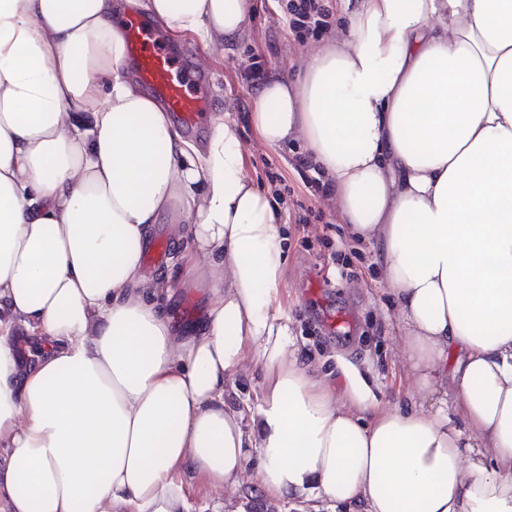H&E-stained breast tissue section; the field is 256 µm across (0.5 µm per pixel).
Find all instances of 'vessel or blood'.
<instances>
[{
  "mask_svg": "<svg viewBox=\"0 0 512 512\" xmlns=\"http://www.w3.org/2000/svg\"><path fill=\"white\" fill-rule=\"evenodd\" d=\"M124 37L137 79L161 105L188 129L198 128L212 112L201 68L185 66L155 25L147 18L130 16Z\"/></svg>",
  "mask_w": 512,
  "mask_h": 512,
  "instance_id": "vessel-or-blood-1",
  "label": "vessel or blood"
}]
</instances>
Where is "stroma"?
<instances>
[{
	"label": "stroma",
	"instance_id": "obj_1",
	"mask_svg": "<svg viewBox=\"0 0 512 512\" xmlns=\"http://www.w3.org/2000/svg\"><path fill=\"white\" fill-rule=\"evenodd\" d=\"M287 0H253L244 31L223 46L205 47L191 37L169 35L175 50H188L206 66L212 81L208 94L215 107L237 122L247 159L246 171L282 210L288 237L281 308L292 323L301 359L321 365L340 378V364L371 368L382 402H395L412 389L395 350L399 341L392 320L393 304L376 283L375 250L353 240L328 198L315 195L306 181L312 169L299 166L302 142L269 148L257 138L249 121L260 85L245 73L259 63L281 78L299 71L303 44L285 21ZM279 181H269V174ZM308 208L306 224H296L299 208ZM342 254L353 273L342 277L327 270L329 252ZM164 303L180 329L191 328L205 315L206 297L198 288L174 289ZM256 462H249L242 487L217 489L197 474L182 475L188 512H312L306 501L273 502L255 485Z\"/></svg>",
	"mask_w": 512,
	"mask_h": 512
}]
</instances>
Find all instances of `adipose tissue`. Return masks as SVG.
I'll return each instance as SVG.
<instances>
[{"instance_id": "1", "label": "adipose tissue", "mask_w": 512, "mask_h": 512, "mask_svg": "<svg viewBox=\"0 0 512 512\" xmlns=\"http://www.w3.org/2000/svg\"><path fill=\"white\" fill-rule=\"evenodd\" d=\"M113 0H0V500L7 512H186L183 470L330 512H512V0H353L259 140L302 141L341 223L376 247L415 394L301 362L279 305L286 236L237 125L204 147L139 91ZM204 46L251 0H127ZM203 320L147 275L157 224ZM46 337L23 362L17 329ZM254 357L251 413L226 385ZM174 323L183 331L198 323L205 315L206 297L200 288H174L162 297Z\"/></svg>"}]
</instances>
